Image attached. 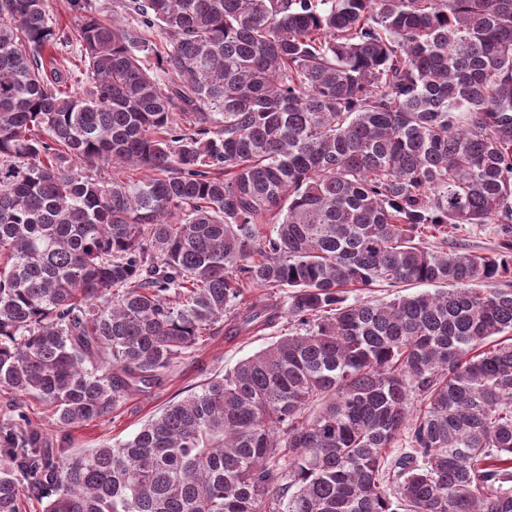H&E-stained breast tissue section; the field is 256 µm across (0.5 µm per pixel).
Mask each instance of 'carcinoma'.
<instances>
[{
    "label": "carcinoma",
    "instance_id": "1",
    "mask_svg": "<svg viewBox=\"0 0 512 512\" xmlns=\"http://www.w3.org/2000/svg\"><path fill=\"white\" fill-rule=\"evenodd\" d=\"M69 8L0 0V392L80 425L222 319L292 330L123 444L0 424V512H512V0ZM495 227V224H483L479 227H473L467 232H462L455 238L448 239V250L451 247L461 245L473 254L493 256L500 249Z\"/></svg>",
    "mask_w": 512,
    "mask_h": 512
}]
</instances>
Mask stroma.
<instances>
[{
	"mask_svg": "<svg viewBox=\"0 0 512 512\" xmlns=\"http://www.w3.org/2000/svg\"><path fill=\"white\" fill-rule=\"evenodd\" d=\"M288 328V321L283 319L273 328L257 334L244 333L228 341L224 338L223 324H216L204 342L169 372L161 386L148 393L130 395L111 415L78 427L55 426L52 409L37 398L25 397L16 408L3 394H0V423L15 418L18 412H25L49 447L61 449L66 455L123 443L132 439L169 402L200 390L207 379L231 370L239 361L287 334Z\"/></svg>",
	"mask_w": 512,
	"mask_h": 512,
	"instance_id": "stroma-1",
	"label": "stroma"
}]
</instances>
